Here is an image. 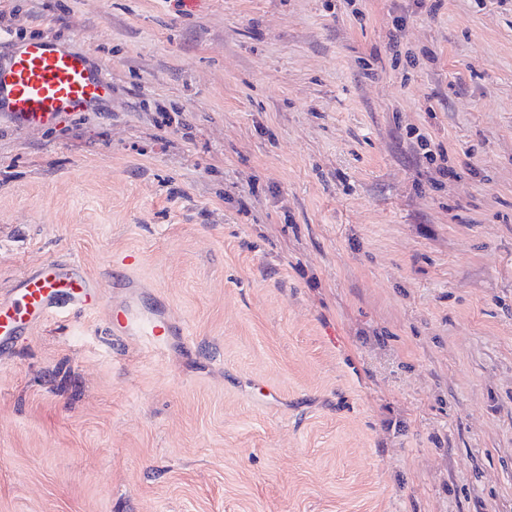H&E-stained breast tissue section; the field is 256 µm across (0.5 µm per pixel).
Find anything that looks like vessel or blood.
Segmentation results:
<instances>
[{"instance_id":"1","label":"vessel or blood","mask_w":512,"mask_h":512,"mask_svg":"<svg viewBox=\"0 0 512 512\" xmlns=\"http://www.w3.org/2000/svg\"><path fill=\"white\" fill-rule=\"evenodd\" d=\"M111 90L88 54L66 40L39 37L0 49V114L19 131L51 127L95 111ZM99 293V282L74 262L50 259L24 271L0 290V346L58 311L90 307ZM109 322L113 329L141 336L156 347L170 333L166 320L131 306L113 310Z\"/></svg>"}]
</instances>
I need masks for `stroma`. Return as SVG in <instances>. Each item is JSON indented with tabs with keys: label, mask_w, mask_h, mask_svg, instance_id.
<instances>
[{
	"label": "stroma",
	"mask_w": 512,
	"mask_h": 512,
	"mask_svg": "<svg viewBox=\"0 0 512 512\" xmlns=\"http://www.w3.org/2000/svg\"><path fill=\"white\" fill-rule=\"evenodd\" d=\"M6 26L113 92L0 116V289L48 259L101 284L0 351V512H512V0H0ZM129 303L166 345L111 332Z\"/></svg>",
	"instance_id": "1"
}]
</instances>
